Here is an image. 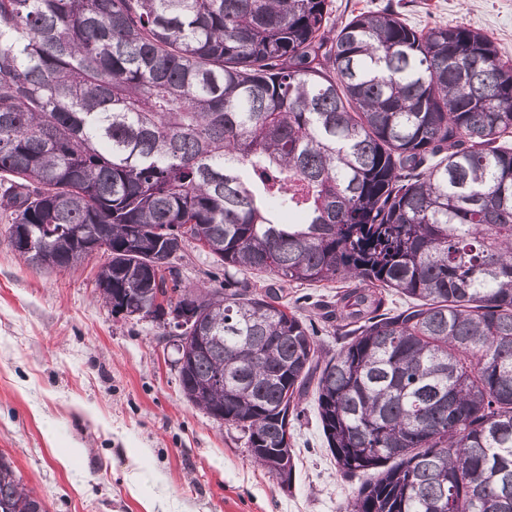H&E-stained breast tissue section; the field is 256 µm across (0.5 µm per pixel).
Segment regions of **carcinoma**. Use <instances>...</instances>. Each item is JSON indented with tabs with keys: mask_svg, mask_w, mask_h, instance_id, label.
<instances>
[{
	"mask_svg": "<svg viewBox=\"0 0 512 512\" xmlns=\"http://www.w3.org/2000/svg\"><path fill=\"white\" fill-rule=\"evenodd\" d=\"M0 209L28 266L201 329L185 398L290 488L308 383L344 512H512V60L330 0H0ZM224 270L186 285V248ZM336 287L319 302L237 276ZM404 299L391 307L392 296ZM0 512H46L0 454Z\"/></svg>",
	"mask_w": 512,
	"mask_h": 512,
	"instance_id": "cac0c4a2",
	"label": "carcinoma"
}]
</instances>
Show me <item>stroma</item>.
Segmentation results:
<instances>
[{
  "mask_svg": "<svg viewBox=\"0 0 512 512\" xmlns=\"http://www.w3.org/2000/svg\"><path fill=\"white\" fill-rule=\"evenodd\" d=\"M398 4L417 28L464 24L512 59V0H332V17ZM0 212V454L47 512H340L362 476L328 450L314 396L293 421L297 478L254 464L240 429L184 397L156 323L98 299L101 256L28 267Z\"/></svg>",
  "mask_w": 512,
  "mask_h": 512,
  "instance_id": "1",
  "label": "stroma"
}]
</instances>
